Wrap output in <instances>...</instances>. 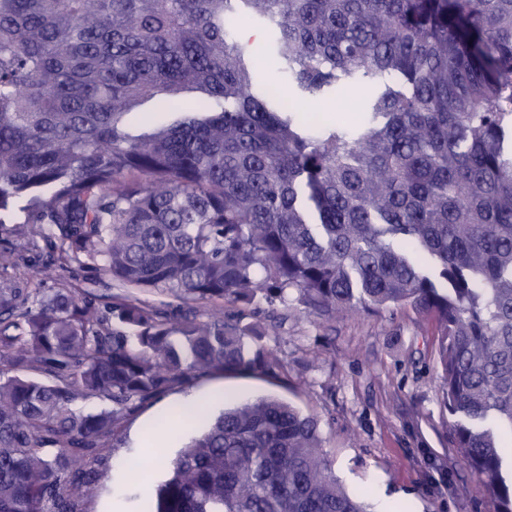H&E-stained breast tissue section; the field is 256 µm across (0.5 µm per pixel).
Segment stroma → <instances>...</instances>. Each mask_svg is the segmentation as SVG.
Returning a JSON list of instances; mask_svg holds the SVG:
<instances>
[{"instance_id": "stroma-1", "label": "stroma", "mask_w": 512, "mask_h": 512, "mask_svg": "<svg viewBox=\"0 0 512 512\" xmlns=\"http://www.w3.org/2000/svg\"><path fill=\"white\" fill-rule=\"evenodd\" d=\"M58 253V240H38L24 264L0 265V279L27 288L41 269L45 292L67 283L95 295L108 293L111 280L100 265L47 270ZM278 318L285 376L199 378L141 409L97 462L98 485L85 498L84 512H130L121 490L128 458L154 446L160 457L173 458L178 444L156 433L158 419L189 396L216 388L230 400L282 397L314 415L337 478L367 501L387 499L398 512H494L487 487L452 444L430 318L403 307L379 314L354 311L330 321L282 308Z\"/></svg>"}]
</instances>
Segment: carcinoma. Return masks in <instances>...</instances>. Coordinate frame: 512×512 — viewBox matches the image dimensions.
<instances>
[{"instance_id": "carcinoma-1", "label": "carcinoma", "mask_w": 512, "mask_h": 512, "mask_svg": "<svg viewBox=\"0 0 512 512\" xmlns=\"http://www.w3.org/2000/svg\"><path fill=\"white\" fill-rule=\"evenodd\" d=\"M245 15L279 87L255 86ZM339 87L350 124L307 115ZM157 97L173 118L132 132ZM17 207L123 292L0 282V512H83L101 453L177 386L281 379L280 325L226 302L431 317L455 447L512 512V0H0V224ZM140 512L370 509L317 418L262 397L209 419Z\"/></svg>"}]
</instances>
